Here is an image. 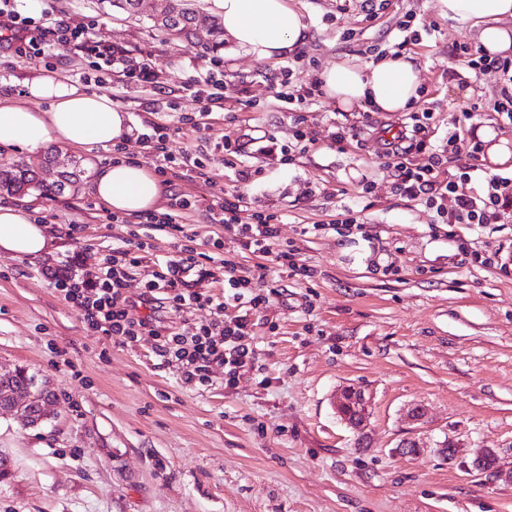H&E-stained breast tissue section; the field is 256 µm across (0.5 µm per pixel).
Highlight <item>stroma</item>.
<instances>
[{"label":"stroma","instance_id":"35a3bbf8","mask_svg":"<svg viewBox=\"0 0 512 512\" xmlns=\"http://www.w3.org/2000/svg\"><path fill=\"white\" fill-rule=\"evenodd\" d=\"M291 2L309 41L300 53L257 61L229 39L210 53L170 44L151 26L155 0H141L130 18L105 13L99 0H16L22 15L87 29L157 72L150 86L117 67L98 71L74 45L59 48L49 67L0 51V103L48 111L29 87L51 76L127 112L123 159L155 169L149 137L162 125L169 151L202 161L199 173L168 170L156 211L177 215L197 250L221 237L210 268L233 257L253 273L254 292L268 296L254 335L268 383L246 375L225 389L220 362L205 384L188 383L156 356L153 337L123 343L91 329L49 273L75 252L84 270L97 269L113 243L138 230V216L113 223L87 182L52 199L21 197L55 247L35 258L0 255V369L38 374L55 397L39 428L0 411V453L11 461L0 512H512V483L463 466L474 449L512 444V269L480 261L495 253L512 262V217L446 224L422 199L397 192L379 132L398 129L406 113L344 112L324 96L293 112L275 96L284 67L291 85L306 84L333 63L365 65L375 50L418 36L406 53L424 88L417 109L433 114L432 143L459 131L500 156L476 160L464 185L472 194L486 176L512 177V121L487 108L463 116L470 104L491 102L500 77L487 70L460 81L466 68L453 48L477 38L443 18L437 0H389L371 20L362 0ZM216 74L224 98L206 130L195 131L197 93L211 90ZM300 124L318 141L283 160L280 149ZM351 125L358 138L330 139L334 127ZM228 138L239 142L238 155L225 153ZM241 170L250 174L247 193L277 216L280 242L297 247L313 278L239 249L233 232L211 223L207 204L232 191ZM179 197L198 200L197 209L178 213ZM351 216L363 233L334 231ZM348 386L369 401L363 440L334 409ZM415 406L425 411L416 424L407 417ZM407 437L420 442L419 453L398 451ZM448 437L460 449L454 462L439 447Z\"/></svg>","mask_w":512,"mask_h":512}]
</instances>
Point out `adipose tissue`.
<instances>
[{"label": "adipose tissue", "mask_w": 512, "mask_h": 512, "mask_svg": "<svg viewBox=\"0 0 512 512\" xmlns=\"http://www.w3.org/2000/svg\"><path fill=\"white\" fill-rule=\"evenodd\" d=\"M210 5L225 35L256 60L286 57L308 40V26L288 0H210ZM438 10L448 20L475 28L487 56L512 54V0H438ZM320 79L328 97L346 112H401L421 97L419 69L407 55H389L365 66L344 60L325 68ZM29 91L50 100L49 111L0 107V145L18 144L32 152L54 144L104 146L130 131L127 113L113 108L108 96L51 76L32 83ZM91 190L111 211L127 215L154 209L161 192L154 175L137 162L100 167ZM52 246L45 225L31 223L19 205L0 203V254L34 257Z\"/></svg>", "instance_id": "adipose-tissue-1"}]
</instances>
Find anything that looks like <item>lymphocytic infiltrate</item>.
I'll return each instance as SVG.
<instances>
[{"label": "lymphocytic infiltrate", "instance_id": "f902f5d3", "mask_svg": "<svg viewBox=\"0 0 512 512\" xmlns=\"http://www.w3.org/2000/svg\"><path fill=\"white\" fill-rule=\"evenodd\" d=\"M77 41L86 43L96 65L109 67L123 62L137 80L154 81L155 73L148 63H127L122 50L110 41L88 38L79 28L46 26L21 16L10 0H0L1 50L43 62L52 49ZM457 54L471 72L492 68L501 73L504 84L493 110L512 120V58L491 59L465 43L459 45ZM432 118V113L425 111L410 113L397 140L383 144L381 156L385 159L414 151L428 155L424 165L401 167L400 191L425 199L448 224H493L512 216V179L498 175L486 178L482 190L474 195L460 192L456 181L441 179L442 157L428 150ZM448 199L453 202L449 208L444 205ZM250 204L248 195L240 190L212 201L208 206L211 221L235 231L240 249L268 252L279 236V227L274 216L260 211L254 212L252 223H241L239 215ZM140 225V231L130 232L121 244L113 246L111 260L97 272L52 273L55 287L90 328L123 341L143 335L154 337L156 355L164 362L181 365L186 381H204L208 366L215 361L224 365V386L229 390L244 374L259 375L252 336L255 316L267 304V297L252 293L249 278L239 274L233 260L223 259L224 286L240 310L234 318H225L223 303L199 290V283L209 273L196 248L187 244L178 245L176 257L157 264L143 292L126 295V281L139 266L141 255L155 248L152 231L175 228L176 222L172 215L149 211L141 214ZM206 306L212 310L211 321L201 325L191 322V309Z\"/></svg>", "mask_w": 512, "mask_h": 512}]
</instances>
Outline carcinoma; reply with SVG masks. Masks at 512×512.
Instances as JSON below:
<instances>
[{
    "label": "carcinoma",
    "mask_w": 512,
    "mask_h": 512,
    "mask_svg": "<svg viewBox=\"0 0 512 512\" xmlns=\"http://www.w3.org/2000/svg\"><path fill=\"white\" fill-rule=\"evenodd\" d=\"M100 3L109 11L129 16L136 14L135 0H100ZM204 20L206 16L193 7L192 0H158L151 18L154 27L166 33L175 29L178 39L194 40L205 51L224 46L223 25L216 21L206 25ZM86 175L87 171L74 161L70 166L57 170V177L49 182L29 169L25 162L14 161L0 167V193L20 197L33 193L46 197L63 196L74 190ZM5 387L43 391L48 389V382L20 368L12 377L0 380V396Z\"/></svg>",
    "instance_id": "cac0c4a2"
}]
</instances>
